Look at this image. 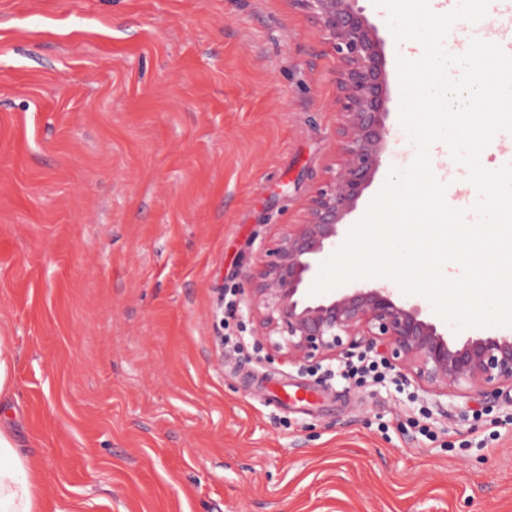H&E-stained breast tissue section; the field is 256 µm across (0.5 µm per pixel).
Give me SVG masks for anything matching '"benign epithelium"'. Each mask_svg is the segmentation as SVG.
<instances>
[{"label":"benign epithelium","instance_id":"benign-epithelium-1","mask_svg":"<svg viewBox=\"0 0 512 512\" xmlns=\"http://www.w3.org/2000/svg\"><path fill=\"white\" fill-rule=\"evenodd\" d=\"M318 17L336 49L343 140L339 168L312 197L302 220L261 256L249 276V319L257 344L289 365L347 358L365 346L422 386L497 398L512 391V328L457 338L418 303L386 282L311 293L320 265L380 167L390 130L380 39L357 0H299Z\"/></svg>","mask_w":512,"mask_h":512}]
</instances>
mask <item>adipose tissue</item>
I'll return each instance as SVG.
<instances>
[{"instance_id":"obj_1","label":"adipose tissue","mask_w":512,"mask_h":512,"mask_svg":"<svg viewBox=\"0 0 512 512\" xmlns=\"http://www.w3.org/2000/svg\"><path fill=\"white\" fill-rule=\"evenodd\" d=\"M0 512H39V485L15 450L8 425L0 423Z\"/></svg>"}]
</instances>
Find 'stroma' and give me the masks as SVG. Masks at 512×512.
<instances>
[{
    "mask_svg": "<svg viewBox=\"0 0 512 512\" xmlns=\"http://www.w3.org/2000/svg\"><path fill=\"white\" fill-rule=\"evenodd\" d=\"M358 5L408 147L399 43ZM508 15L491 0L446 50ZM336 67L296 0H0V414L40 512H512V392L220 345L223 289L253 336L247 276L340 160ZM246 371L310 401L266 407ZM15 365V350L4 337L0 336V396L10 392ZM384 365L376 357L364 355L358 358L357 362L345 363L340 367L343 378L354 379L358 382L364 380L385 381L386 375L383 373Z\"/></svg>",
    "mask_w": 512,
    "mask_h": 512,
    "instance_id": "obj_1",
    "label": "stroma"
}]
</instances>
